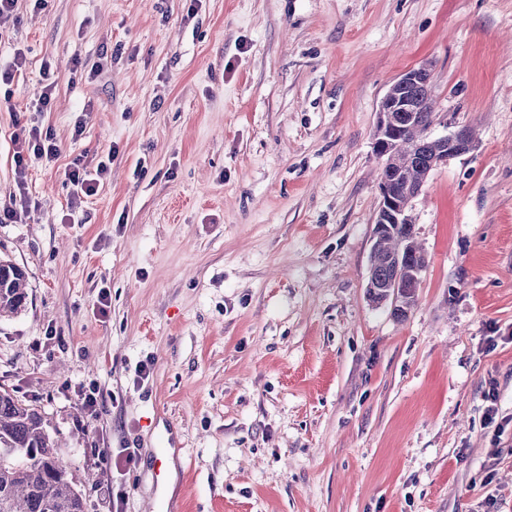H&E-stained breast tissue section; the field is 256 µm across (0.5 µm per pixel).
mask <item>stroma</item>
<instances>
[{
  "instance_id": "stroma-1",
  "label": "stroma",
  "mask_w": 512,
  "mask_h": 512,
  "mask_svg": "<svg viewBox=\"0 0 512 512\" xmlns=\"http://www.w3.org/2000/svg\"><path fill=\"white\" fill-rule=\"evenodd\" d=\"M18 50L0 259L29 298L0 318V385L86 512H512V0H18L0 65ZM422 65L432 136L478 146L411 203L428 264L399 320L366 295L373 134ZM34 129L60 152L17 172ZM77 157L108 171L74 208Z\"/></svg>"
}]
</instances>
